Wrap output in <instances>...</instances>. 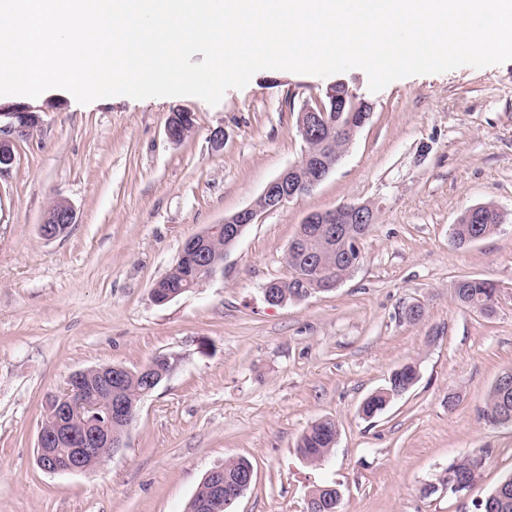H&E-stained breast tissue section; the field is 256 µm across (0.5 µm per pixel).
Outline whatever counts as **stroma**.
<instances>
[{
    "label": "stroma",
    "mask_w": 512,
    "mask_h": 512,
    "mask_svg": "<svg viewBox=\"0 0 512 512\" xmlns=\"http://www.w3.org/2000/svg\"><path fill=\"white\" fill-rule=\"evenodd\" d=\"M337 82L374 112L335 170L247 226L222 273L155 304L152 285L184 242L252 205L300 158L297 113ZM29 107L40 122L0 177V512H184L202 477L239 456L254 480L234 512H306L321 484L340 489L342 512H475L512 471V428L482 417L512 368V62L377 93L359 68L262 70L215 106L193 96L83 105L52 89ZM177 111L194 127L174 144L165 126ZM60 200L76 222L48 241L38 226ZM368 201L375 221L351 274L268 304L263 288L285 274L304 217ZM488 202L505 216L498 232L451 246L460 213ZM465 276L497 283L494 315L454 300ZM415 303L424 316L412 322ZM159 356L177 366L142 402L122 453L69 475L38 467L48 395L76 371ZM406 362L415 385L362 418L364 399ZM325 418L338 438L314 466L296 442ZM482 448V476L464 496L423 497L449 462Z\"/></svg>",
    "instance_id": "obj_1"
}]
</instances>
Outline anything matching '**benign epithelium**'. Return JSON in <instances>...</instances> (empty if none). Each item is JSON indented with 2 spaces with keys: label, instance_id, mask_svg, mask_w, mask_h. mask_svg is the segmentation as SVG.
I'll return each mask as SVG.
<instances>
[{
  "label": "benign epithelium",
  "instance_id": "benign-epithelium-1",
  "mask_svg": "<svg viewBox=\"0 0 512 512\" xmlns=\"http://www.w3.org/2000/svg\"><path fill=\"white\" fill-rule=\"evenodd\" d=\"M190 113L173 115L166 124L167 138L176 142L178 133L189 125ZM0 176L8 172L15 161L16 139L26 136L39 123L37 113L25 105H0ZM368 109L356 105L353 92L342 83L330 85L324 97L315 104L306 103L297 115V130L304 143L319 142L320 151H306L300 160L270 181L255 202L224 218V237L228 244L238 243L245 228L257 217L282 208L295 197L313 190L322 183L341 160L357 133L367 124ZM71 204L59 201L49 209L39 224L42 238L54 240L75 223ZM375 206L370 203L343 204L331 211L311 212L304 218L306 224H318L324 237L341 241L336 254L340 261H348V271L357 266L359 239L344 233L346 224H371ZM282 281L294 291V298L302 300L329 286L311 277L285 275ZM98 389L107 397L106 425L92 421L95 408L82 388L83 372H75L62 393L50 397L53 429H40L37 438L36 462L49 474H72L84 471L90 465H99L127 447L128 431L133 423L132 410L121 391V379L129 369L116 364L96 367ZM124 426L120 435H112V424Z\"/></svg>",
  "mask_w": 512,
  "mask_h": 512
}]
</instances>
